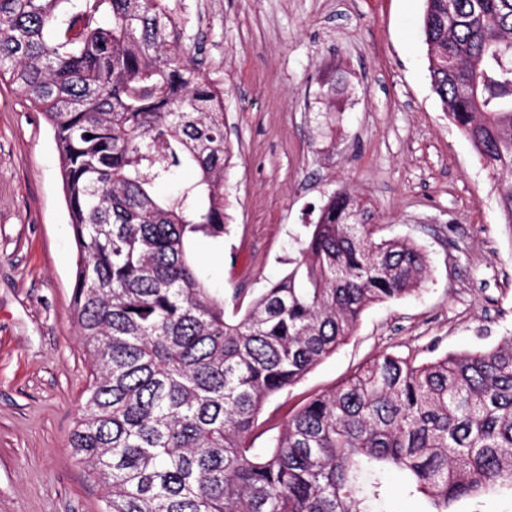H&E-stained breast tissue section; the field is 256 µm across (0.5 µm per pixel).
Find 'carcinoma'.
Returning <instances> with one entry per match:
<instances>
[{
  "instance_id": "carcinoma-1",
  "label": "carcinoma",
  "mask_w": 512,
  "mask_h": 512,
  "mask_svg": "<svg viewBox=\"0 0 512 512\" xmlns=\"http://www.w3.org/2000/svg\"><path fill=\"white\" fill-rule=\"evenodd\" d=\"M423 33L432 89L512 224V0H426ZM197 65L165 0H0V77L61 160L95 373L71 446L103 512H388L391 474L426 512L512 490L511 337L421 365L382 353L253 447L264 404L367 308L420 287L427 259L335 192L288 272L226 313L193 253L224 239L232 158L223 94ZM184 168L194 178L159 194Z\"/></svg>"
}]
</instances>
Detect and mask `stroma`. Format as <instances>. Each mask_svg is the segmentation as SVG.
<instances>
[{
    "label": "stroma",
    "instance_id": "1",
    "mask_svg": "<svg viewBox=\"0 0 512 512\" xmlns=\"http://www.w3.org/2000/svg\"><path fill=\"white\" fill-rule=\"evenodd\" d=\"M224 93L234 156L223 244L197 241L209 288L248 304L288 271L328 196L368 201L420 248L414 293L367 308L348 340L266 404V447L306 402L382 352L426 363L512 334V226L499 185L433 92L426 0H167ZM43 118L0 80V512H101L70 446L91 360L73 322L76 245Z\"/></svg>",
    "mask_w": 512,
    "mask_h": 512
}]
</instances>
